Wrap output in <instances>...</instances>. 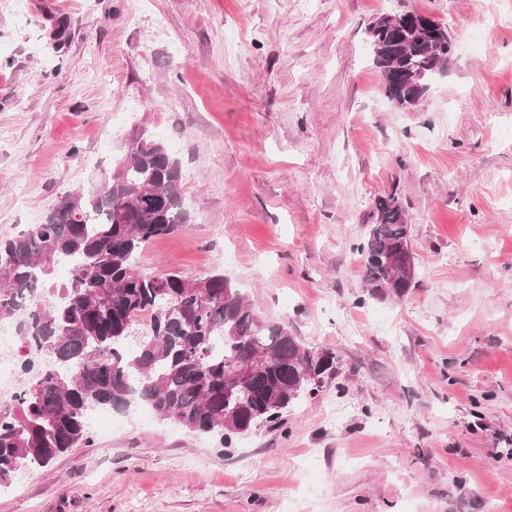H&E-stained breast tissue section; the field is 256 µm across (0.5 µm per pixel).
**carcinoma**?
Returning a JSON list of instances; mask_svg holds the SVG:
<instances>
[{
	"mask_svg": "<svg viewBox=\"0 0 512 512\" xmlns=\"http://www.w3.org/2000/svg\"><path fill=\"white\" fill-rule=\"evenodd\" d=\"M372 53L388 99L417 104L406 73L435 76V49L403 45L402 25L377 30ZM127 151L100 186L64 193L40 224L0 237V318L32 309L23 343L49 360L9 404L0 405V484L47 467L89 443L96 408L139 400L159 418L228 444L262 422H278L336 372L335 354L313 351L288 326L264 320L219 272L159 276L137 271L143 247L188 223L182 170L168 145L134 128ZM375 222L357 247L368 297L400 300L413 282L398 276L410 254L409 224L394 194L376 198ZM74 269L53 281L65 262ZM147 331L130 345L137 318ZM246 379V390L228 383Z\"/></svg>",
	"mask_w": 512,
	"mask_h": 512,
	"instance_id": "1",
	"label": "carcinoma"
}]
</instances>
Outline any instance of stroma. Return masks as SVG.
<instances>
[{
	"label": "stroma",
	"mask_w": 512,
	"mask_h": 512,
	"mask_svg": "<svg viewBox=\"0 0 512 512\" xmlns=\"http://www.w3.org/2000/svg\"><path fill=\"white\" fill-rule=\"evenodd\" d=\"M405 12L455 42L412 112L367 39ZM137 124L193 211L139 270L223 272L336 373L229 448L131 404L0 512H512V0H0V233ZM391 191L416 284L379 301L356 246Z\"/></svg>",
	"instance_id": "obj_1"
}]
</instances>
